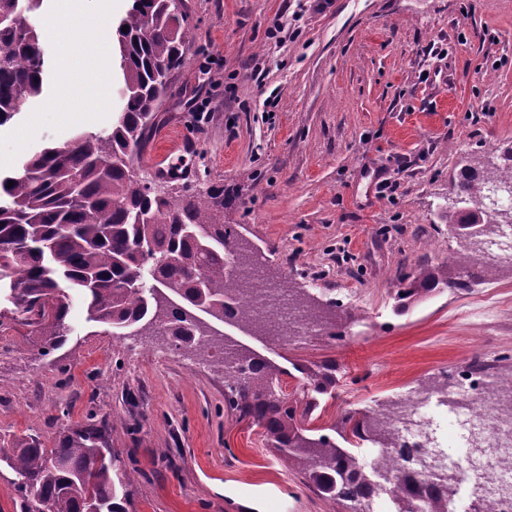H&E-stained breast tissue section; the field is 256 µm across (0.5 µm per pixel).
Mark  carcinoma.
I'll return each instance as SVG.
<instances>
[{"label": "carcinoma", "mask_w": 512, "mask_h": 512, "mask_svg": "<svg viewBox=\"0 0 512 512\" xmlns=\"http://www.w3.org/2000/svg\"><path fill=\"white\" fill-rule=\"evenodd\" d=\"M43 0H0V125L43 93L46 51L35 26L20 22ZM128 26V31L121 30ZM113 57L122 89L112 127L79 131L67 146H48L29 155L22 172L0 177V283L10 287L11 320L30 328L51 351L66 342L69 293L82 296L88 319L112 328V335L140 324L162 325L183 354L213 346L211 332L192 317L201 311L222 320L238 305L236 319L264 327L237 295L252 292L260 261L246 254L242 237L222 222L224 186L185 190L173 196L140 177L131 162L156 125L159 103L171 89L170 75L185 61L190 30L176 0H132L115 27ZM14 182L8 186V182ZM512 192V166L485 182L461 180L455 196L475 206L486 187ZM512 225V207L484 216L480 232L459 238L450 262L421 265L405 275L398 299L412 300L443 285L453 287L482 254L479 244L494 226ZM182 301L178 308L164 293ZM305 375L299 398L283 397V370L237 349L224 356L230 378L224 401L239 418L265 429L272 447L296 461L317 492L343 512H374L378 467L364 462L360 443L368 420L345 411L338 426L356 441L339 448L327 434L305 426L317 396L336 388V362L296 367ZM21 478L24 500L47 512H126L133 479L118 468L106 429L91 420L67 429L54 448L31 437L17 438L0 455ZM452 492L442 483L429 492L434 512L449 509ZM422 489L409 484L392 495L395 512H424Z\"/></svg>", "instance_id": "obj_1"}]
</instances>
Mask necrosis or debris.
<instances>
[{
  "label": "necrosis or debris",
  "mask_w": 512,
  "mask_h": 512,
  "mask_svg": "<svg viewBox=\"0 0 512 512\" xmlns=\"http://www.w3.org/2000/svg\"><path fill=\"white\" fill-rule=\"evenodd\" d=\"M512 375H500L493 363H464L433 390L413 389L375 413L389 440L372 443L369 459L393 463L384 475L389 486L408 478L423 488L454 476L458 484L479 479L491 487L486 512H512V406L500 394Z\"/></svg>",
  "instance_id": "4bbe7bcc"
}]
</instances>
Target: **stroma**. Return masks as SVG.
<instances>
[{"mask_svg":"<svg viewBox=\"0 0 512 512\" xmlns=\"http://www.w3.org/2000/svg\"><path fill=\"white\" fill-rule=\"evenodd\" d=\"M183 2L192 39L157 127L184 129L195 148L165 188L223 186L225 223L269 277L320 311L338 302L345 336L277 342L228 317L211 323L223 342L283 369L287 396L302 384L293 363L335 360L314 421L326 428L469 360L512 375V264H493L468 297L439 288L403 310L397 298L405 274L457 248L439 210L460 171L503 165L512 149V0ZM45 47L43 94L0 125L5 175L34 150L111 126L118 107L110 65L82 87L107 119L48 121L18 140L69 79L53 40ZM70 300L67 341L49 355L28 327H0V447L31 434L51 448L93 420L133 474L127 512H246L249 500L328 512L263 428L227 409L216 353L191 359L166 336L113 335Z\"/></svg>","mask_w":512,"mask_h":512,"instance_id":"1","label":"stroma"}]
</instances>
